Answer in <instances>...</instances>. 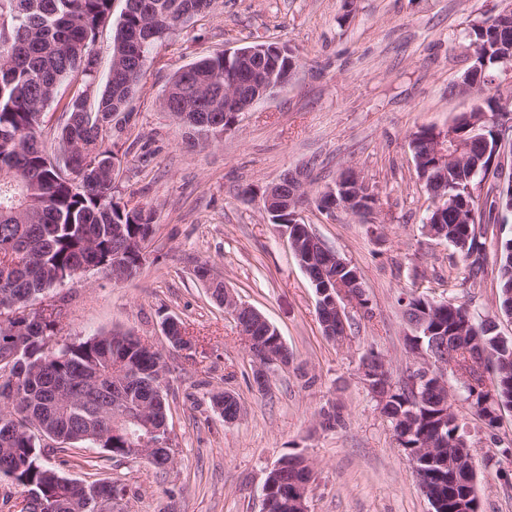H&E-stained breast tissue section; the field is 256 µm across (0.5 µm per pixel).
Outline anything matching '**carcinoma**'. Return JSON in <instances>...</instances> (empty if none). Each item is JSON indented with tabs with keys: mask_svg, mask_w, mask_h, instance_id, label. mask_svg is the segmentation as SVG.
<instances>
[{
	"mask_svg": "<svg viewBox=\"0 0 512 512\" xmlns=\"http://www.w3.org/2000/svg\"><path fill=\"white\" fill-rule=\"evenodd\" d=\"M214 0H128L113 39L112 58L120 67L107 72L103 89L97 91L99 74L91 54L100 27L112 16V0H0V316L12 311L14 318L0 320V422L10 424L13 433L0 439V475L23 487L27 496L45 504L43 512H74L72 499L78 494L66 478L42 462L47 437L57 444L73 448H103L116 457H131L129 428L107 429L96 443L79 437V422L98 413L100 402L112 397L114 375L118 368L133 377L124 392L132 401L154 409L152 424L166 426L167 408L162 395L152 386L153 374L161 353L150 352L140 340L126 334L115 343L117 334L90 337L65 346L66 352L38 371L26 370L21 387L12 390L11 378L1 373L11 364L7 325H26L23 352L40 359L50 351L49 338L58 316L22 307L10 311L6 306L25 303L30 296L41 297L61 286L83 261H110L122 254L129 273L136 272L143 254L138 242L149 238L153 225L141 212L119 207L112 196V180L84 175L86 168L112 167V150L105 146L112 114L127 111L136 92L140 73L154 45L207 10ZM474 53L490 61L487 73L498 66L493 60L512 57V10L475 24L469 32ZM81 75V84L64 112L68 118L59 129V145L75 143L71 152V172L58 171V158L50 154L40 132L42 112L58 94L60 85L73 73ZM174 99L178 111L187 113L186 125L195 127L213 116L211 99L224 97V53L189 64L173 77ZM93 105H88L90 95ZM469 141L467 163L448 166V181L464 186L457 207L446 211L442 222L435 215L426 219L464 260L469 262V279L477 280L483 269V251L488 228L486 215H501L499 225L508 223V194L499 185L489 187L481 197L468 189V163L480 162L481 173L499 175L502 165L495 162L497 133L493 128L472 129L470 123L457 127ZM432 129L421 127L410 135V147L417 176L435 180L441 173L432 167L434 157L429 145ZM499 308L503 317L512 316L505 306L504 294L512 292V237L501 240L498 268ZM463 305L448 301L446 313L430 325L453 335L462 322ZM494 351L496 367L512 381V338L499 347L493 333L481 335ZM476 396L480 417L491 426L496 413L512 408V386L499 392V402L488 410L481 407L484 394ZM440 393L427 387V402L421 413L422 426H443L447 438L445 452H461L457 442L464 435L457 418L439 416L435 400ZM407 391L396 387L383 407V414L395 417L405 412ZM279 498L271 512H293L289 505L296 484L309 478L310 471L300 455L289 454L280 460ZM91 492L118 498L114 484L105 480L85 482ZM440 492L448 497V512H472L476 497L467 494L464 484H446Z\"/></svg>",
	"mask_w": 512,
	"mask_h": 512,
	"instance_id": "carcinoma-1",
	"label": "carcinoma"
}]
</instances>
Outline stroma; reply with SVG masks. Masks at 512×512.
I'll list each match as a JSON object with an SVG mask.
<instances>
[{"label":"stroma","instance_id":"obj_1","mask_svg":"<svg viewBox=\"0 0 512 512\" xmlns=\"http://www.w3.org/2000/svg\"><path fill=\"white\" fill-rule=\"evenodd\" d=\"M510 9L512 0H215L158 43L131 121L107 140L114 197L153 225L144 260L118 282L96 269L77 273L45 299L64 302L55 346L120 330L160 350L173 461L161 469L88 448L51 453L44 464L69 479L112 481L122 490L112 512H262L269 469L299 453L315 472L309 512H430L360 364L377 352L396 385L416 369L404 319L410 295L496 314L498 239H487L484 274L471 284L467 262L423 228L430 201L409 142L418 128L445 129L473 108L475 98L454 90L473 64L467 33ZM261 42L290 49L298 67L235 130L208 141L167 112L178 69ZM298 168L311 195L303 222L357 267L368 300L350 309L341 342L324 335L315 290L261 205L265 188ZM349 168L376 196L372 222L321 212L313 200ZM203 265L269 320L293 357L270 370L265 392L253 386L235 322L197 275ZM168 316L193 336L191 349L169 345ZM218 391L241 406L233 423L211 401ZM454 410L481 512H512V410L491 427L464 399Z\"/></svg>","mask_w":512,"mask_h":512}]
</instances>
